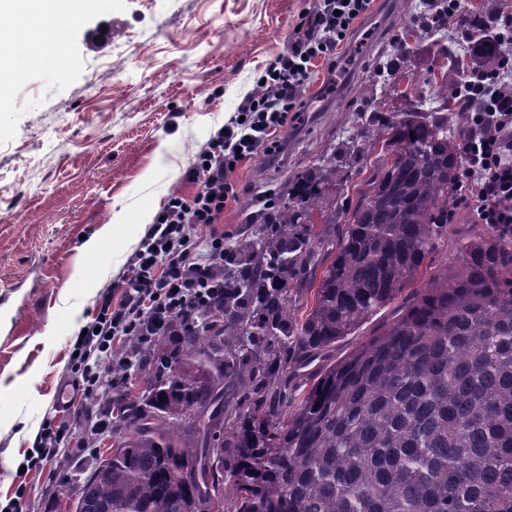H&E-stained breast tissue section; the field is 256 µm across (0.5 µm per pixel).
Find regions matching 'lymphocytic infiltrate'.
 <instances>
[{"label": "lymphocytic infiltrate", "instance_id": "1", "mask_svg": "<svg viewBox=\"0 0 512 512\" xmlns=\"http://www.w3.org/2000/svg\"><path fill=\"white\" fill-rule=\"evenodd\" d=\"M369 6L370 0H318L287 53L266 69L261 91L243 99L236 118L217 130L186 171V180L198 184V191L168 198L136 252L123 301L102 300L80 350L110 353L114 337L164 332L175 316L193 314L216 300L213 282L224 266V236L214 226L221 223L233 191L228 172L257 150L271 157L281 152L274 135L287 125L289 113L304 106L311 60L334 61L339 44ZM458 86L462 102L480 105L469 115L473 134L461 145L465 166L458 193L473 205L478 223L511 228L512 59L491 71L462 62ZM192 224L211 230L207 261L194 258L197 243L187 232Z\"/></svg>", "mask_w": 512, "mask_h": 512}]
</instances>
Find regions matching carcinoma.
<instances>
[{"instance_id":"carcinoma-1","label":"carcinoma","mask_w":512,"mask_h":512,"mask_svg":"<svg viewBox=\"0 0 512 512\" xmlns=\"http://www.w3.org/2000/svg\"><path fill=\"white\" fill-rule=\"evenodd\" d=\"M437 94L329 146L227 251L213 306L133 339L145 390L108 398L127 434L87 469L77 512H200L210 491L215 512H512V232L464 241L304 394L288 375L433 264L470 134L469 108L448 118L457 85Z\"/></svg>"}]
</instances>
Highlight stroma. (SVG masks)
Returning <instances> with one entry per match:
<instances>
[{"label": "stroma", "instance_id": "stroma-1", "mask_svg": "<svg viewBox=\"0 0 512 512\" xmlns=\"http://www.w3.org/2000/svg\"><path fill=\"white\" fill-rule=\"evenodd\" d=\"M427 0H386L372 7L340 49L336 88L325 92L316 63L300 116L283 127V150L243 161L231 174L224 243L250 236L266 204L309 168L332 138L354 135L360 117L397 112L409 99L431 98L445 54L461 42L418 31ZM314 0H107L70 22L58 47L66 65L32 62L9 47L0 82V512H68L92 458L114 443L96 430L105 400L142 392L131 340L112 345L97 366L89 396L69 393L80 330L103 294L120 301L132 259L169 195L197 187L186 170L215 132L257 92L265 69L286 53ZM408 46L395 57L393 41ZM388 92H381L382 84ZM461 206L434 262H452L461 241L478 233ZM97 240L96 250L86 248ZM384 309L293 377L299 388L324 363L340 360L383 321ZM62 431L50 461L29 463L43 431Z\"/></svg>", "mask_w": 512, "mask_h": 512}]
</instances>
